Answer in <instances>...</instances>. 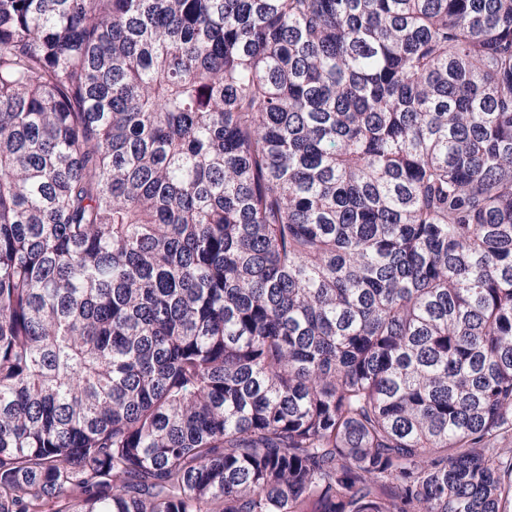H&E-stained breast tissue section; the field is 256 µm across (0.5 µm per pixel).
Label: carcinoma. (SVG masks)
<instances>
[{
	"mask_svg": "<svg viewBox=\"0 0 512 512\" xmlns=\"http://www.w3.org/2000/svg\"><path fill=\"white\" fill-rule=\"evenodd\" d=\"M512 0H0V512H512Z\"/></svg>",
	"mask_w": 512,
	"mask_h": 512,
	"instance_id": "carcinoma-1",
	"label": "carcinoma"
}]
</instances>
